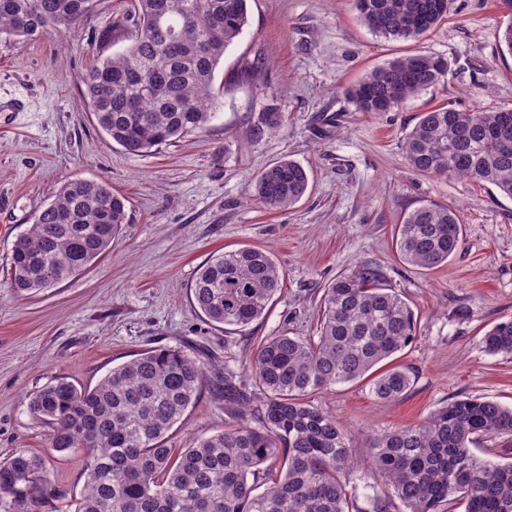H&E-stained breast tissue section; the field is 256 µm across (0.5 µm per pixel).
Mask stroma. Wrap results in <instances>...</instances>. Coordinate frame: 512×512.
Listing matches in <instances>:
<instances>
[{
	"mask_svg": "<svg viewBox=\"0 0 512 512\" xmlns=\"http://www.w3.org/2000/svg\"><path fill=\"white\" fill-rule=\"evenodd\" d=\"M249 24L216 71L219 109L204 133L147 155H132L98 127L84 77L98 59L129 44L133 0H95L67 32L0 37V461L38 455L62 498L39 512H74L85 483L81 455L49 444L28 408L46 385L96 386L146 350L181 348L203 363L243 369L261 342L282 332L315 335L324 287L363 263L380 266L417 318L398 353L412 381L382 402L360 381L310 400L347 430L356 465L350 482L382 485L367 450L374 438L419 424L448 402L481 398L512 407V355L489 354L485 333L512 318V198L472 179L412 170L403 139L421 112L452 103L491 111L512 107V55L499 36L512 17L500 0H452L445 22L415 41L375 36L353 0H249ZM408 54L447 59L439 85L389 112L356 111L346 91L369 68ZM258 59V77L242 60ZM286 119L279 134L246 132L261 112ZM288 157L309 173L294 207L270 210L251 182ZM106 179L126 200L127 222L86 270L37 292L11 283L16 237L68 180ZM431 202L452 206L462 246L424 270L397 254L394 228ZM245 246L270 252L284 274L265 315L243 328L209 323L189 286L211 256ZM236 418L222 394L204 386L168 432L170 448H190Z\"/></svg>",
	"mask_w": 512,
	"mask_h": 512,
	"instance_id": "stroma-1",
	"label": "stroma"
}]
</instances>
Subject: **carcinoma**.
Returning a JSON list of instances; mask_svg holds the SVG:
<instances>
[{
	"label": "carcinoma",
	"mask_w": 512,
	"mask_h": 512,
	"mask_svg": "<svg viewBox=\"0 0 512 512\" xmlns=\"http://www.w3.org/2000/svg\"><path fill=\"white\" fill-rule=\"evenodd\" d=\"M92 0H0V35L29 37L71 28ZM248 0H135L126 49L85 76L100 129L126 152L145 155L205 130L218 110L215 72L247 25ZM361 22L389 40H416L448 18L450 0H354ZM448 61L428 54L388 60L348 90L357 112H389L431 90ZM279 112H264L247 135L280 132ZM405 159L424 175L466 177L512 198V109L478 111L447 104L418 116L405 136ZM309 189L307 170L281 158L262 169L252 195L271 210L290 208ZM127 223L125 199L106 179H72L35 216L11 250V276L22 291L51 288L93 265ZM401 259L431 270L461 245L449 206L421 205L396 225ZM283 272L266 251L242 247L212 256L190 283L208 321L245 327L262 317ZM317 337L264 340L244 369L256 392L224 368V403L236 421L192 448L165 437L199 396L206 370L179 348L150 350L118 365L93 388L60 380L29 402L56 450L84 451L86 484L77 512H352L349 435L311 393L363 379L416 333L409 304L362 263L324 288ZM490 354H512V318L484 336ZM410 371L393 366L370 378L379 401L399 398ZM512 435V408L479 398L431 411L424 421L379 437L368 455L390 493L371 488V512H512V463L478 457L479 436ZM265 490L257 494V485ZM61 490L43 462L24 451L0 462V512H38Z\"/></svg>",
	"instance_id": "1"
}]
</instances>
